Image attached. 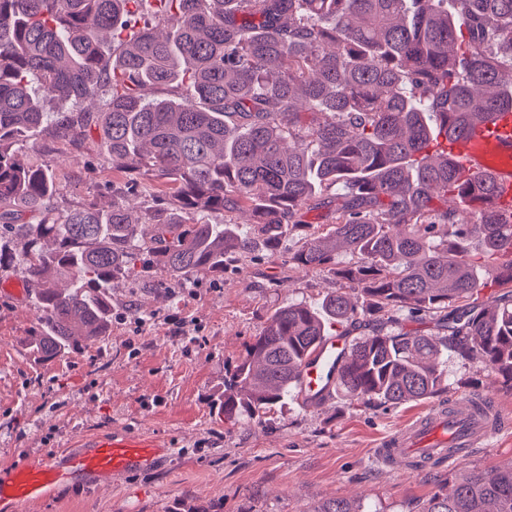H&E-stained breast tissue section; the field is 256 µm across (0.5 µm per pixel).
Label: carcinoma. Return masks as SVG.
<instances>
[{
	"label": "carcinoma",
	"instance_id": "cac0c4a2",
	"mask_svg": "<svg viewBox=\"0 0 512 512\" xmlns=\"http://www.w3.org/2000/svg\"><path fill=\"white\" fill-rule=\"evenodd\" d=\"M142 0H0V269H21L41 327L23 338L50 360L109 336L112 285L141 269L224 274L255 237L288 263L354 284L379 322L359 338L334 391L351 404L433 397L442 350L482 356L512 389V220L489 176L462 177L438 138L512 109V0H159L166 27L124 37ZM108 96L106 109L95 100ZM59 104L49 112L46 103ZM39 129L84 144L112 168L177 183L139 220L107 207L60 210L55 174L15 148ZM336 203V222L300 211ZM219 212L220 223L194 221ZM355 258L339 267L336 253ZM486 267L505 289L478 301ZM436 316L437 334L387 330L397 313ZM345 288L320 307L275 309L218 396L236 423L278 404L332 326L359 319ZM421 512H512V468L473 472Z\"/></svg>",
	"mask_w": 512,
	"mask_h": 512
}]
</instances>
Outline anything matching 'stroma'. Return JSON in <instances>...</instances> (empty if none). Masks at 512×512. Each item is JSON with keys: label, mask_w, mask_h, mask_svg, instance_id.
<instances>
[{"label": "stroma", "mask_w": 512, "mask_h": 512, "mask_svg": "<svg viewBox=\"0 0 512 512\" xmlns=\"http://www.w3.org/2000/svg\"><path fill=\"white\" fill-rule=\"evenodd\" d=\"M21 150L52 168L55 203L65 209L109 204L127 180L102 145H77L34 133ZM291 239L277 254L240 255L214 279H172L160 270L120 280L112 289V332L46 362L22 340L39 316L33 300L0 291V472L52 457L71 437L115 429L151 433L169 452L153 464L95 487L73 480L24 512H317L346 499L358 512H419L467 473L512 464V391L481 359L446 351L439 402L491 395L506 426L488 449L455 466H384L373 450L426 409V402L349 405L337 396L308 406L296 396L236 424L213 412L226 372L278 307L318 305L340 283L327 270L289 266ZM146 319L136 330L137 319Z\"/></svg>", "instance_id": "1"}]
</instances>
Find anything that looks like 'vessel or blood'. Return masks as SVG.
<instances>
[{
    "label": "vessel or blood",
    "instance_id": "1",
    "mask_svg": "<svg viewBox=\"0 0 512 512\" xmlns=\"http://www.w3.org/2000/svg\"><path fill=\"white\" fill-rule=\"evenodd\" d=\"M447 150L466 176H492L497 207L502 214L512 213V111L493 113L467 136L450 139ZM349 347L347 337H324L301 371V401L314 404L329 397ZM499 420L497 409H476L472 396H461L407 421L375 448L374 457L384 465L398 460L453 463L486 447L501 429ZM165 450V444L152 435L123 430L81 439L79 451L66 452L65 462L47 457L15 467L11 482L0 485V512H18L43 499L67 475L108 480L134 472Z\"/></svg>",
    "mask_w": 512,
    "mask_h": 512
}]
</instances>
